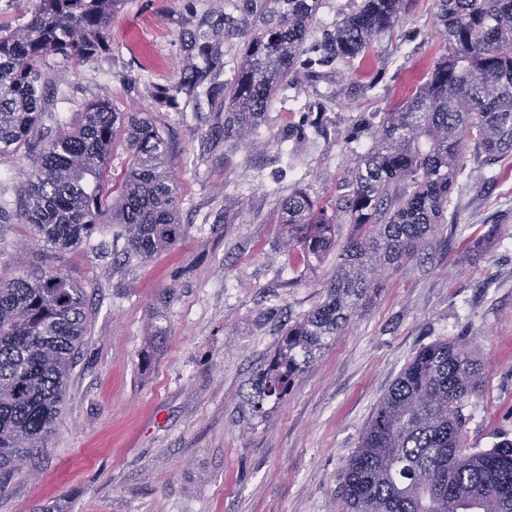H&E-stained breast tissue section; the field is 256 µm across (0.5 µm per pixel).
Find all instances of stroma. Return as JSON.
I'll use <instances>...</instances> for the list:
<instances>
[{
	"label": "stroma",
	"instance_id": "35a3bbf8",
	"mask_svg": "<svg viewBox=\"0 0 512 512\" xmlns=\"http://www.w3.org/2000/svg\"><path fill=\"white\" fill-rule=\"evenodd\" d=\"M436 14V0H403L398 24L365 55L329 60L312 80L290 74L297 100L275 96L255 138L212 147L208 105L165 111L186 234L150 259L122 258L112 225L58 258L23 250L26 226L0 218V251L15 266L63 268L90 297L62 413L0 493V512H334L379 399L421 347L458 336L488 371L466 406L468 447L512 442V156L466 154L448 222L426 249L386 270L384 288L265 417L247 402L282 326L320 302L336 263L309 267L288 253L281 202L298 189L336 197L383 113L442 54ZM238 27L225 33L224 0H127L107 50L48 87L45 131L94 102L152 110L155 89L187 69L198 32L218 35L230 81L253 18ZM309 100L325 108L318 134L284 139Z\"/></svg>",
	"mask_w": 512,
	"mask_h": 512
}]
</instances>
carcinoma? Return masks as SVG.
Masks as SVG:
<instances>
[{
  "label": "carcinoma",
  "instance_id": "carcinoma-1",
  "mask_svg": "<svg viewBox=\"0 0 512 512\" xmlns=\"http://www.w3.org/2000/svg\"><path fill=\"white\" fill-rule=\"evenodd\" d=\"M30 19L0 27V157L41 145L17 197L15 217L33 242L61 254L104 224L119 226L128 258L148 259L185 236L169 169L173 142L159 112L192 99L224 68L200 32L189 52L206 62L178 84L157 90L156 111L87 105L55 135L41 131L47 58L80 62L107 50L112 18L126 0H32ZM319 0H229L257 14L245 33L231 82L211 86L224 99L218 141L242 138L263 121L271 97L293 89L288 73L314 79L325 58L353 60L400 19L401 0H361L325 44H311ZM444 53L426 82L384 113L376 139L348 175L344 192L321 201L296 190L282 204L288 252L306 264L338 249L321 301L288 322L279 347L252 384L251 406L264 412L382 288V273L419 256L448 221L469 132L477 154H512V0H437ZM319 103L291 130L298 141L318 127ZM122 135L132 163L107 179L105 160ZM341 214L355 233L337 244ZM89 295L65 270L19 274L0 258V491L46 447L67 381L85 342ZM487 370L463 339L428 344L380 398L334 493L336 512H512V443L473 450L464 443L467 401L485 389Z\"/></svg>",
  "mask_w": 512,
  "mask_h": 512
}]
</instances>
